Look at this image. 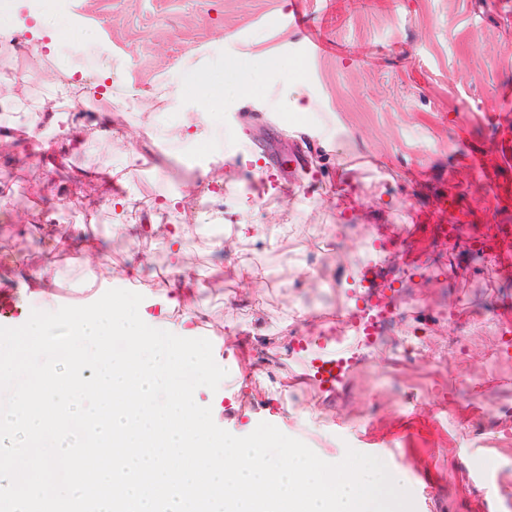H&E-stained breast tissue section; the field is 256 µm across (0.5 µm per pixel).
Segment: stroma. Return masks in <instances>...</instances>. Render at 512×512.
Masks as SVG:
<instances>
[{
  "mask_svg": "<svg viewBox=\"0 0 512 512\" xmlns=\"http://www.w3.org/2000/svg\"><path fill=\"white\" fill-rule=\"evenodd\" d=\"M15 35L0 34V72H27L20 94L30 101L44 95L45 71L73 68L89 47L102 53L105 82L123 99L112 126L129 146L92 140L51 170L33 162L29 145L0 146V187L10 189L0 291L16 296L0 326H21L35 309L91 304L113 288L139 293L149 326L211 341L227 376L197 403L219 427L245 436L267 422L333 463L350 448L376 456L410 491L414 512H512V354L497 353L512 331V270L414 230L435 223L443 200L463 231L512 225V203L494 191L512 183V0H60L59 54L18 57ZM314 38L324 52L312 51ZM263 53L277 67L256 73L249 94L228 91L183 157L158 123L196 107L178 90L182 74ZM109 168L132 174L112 193L136 205L138 234L93 178ZM35 189L43 203L17 204ZM177 194L183 202L162 214L160 202ZM60 201L78 208V223L96 215L98 264L78 249L55 253L56 237L72 231L56 221ZM216 214L227 227L278 224L283 233L227 253L198 230ZM163 215L186 225L191 276L202 285L186 307L170 277L173 248L156 226ZM385 228L425 265L360 253L359 266L387 275L396 314L383 335L393 345L348 340L355 368L335 391H320L289 351L294 337L318 334L322 307L334 303L313 286L334 262L308 245L334 234L375 240ZM248 268L279 280L252 287L241 277ZM450 305L491 317L452 326Z\"/></svg>",
  "mask_w": 512,
  "mask_h": 512,
  "instance_id": "obj_1",
  "label": "stroma"
}]
</instances>
